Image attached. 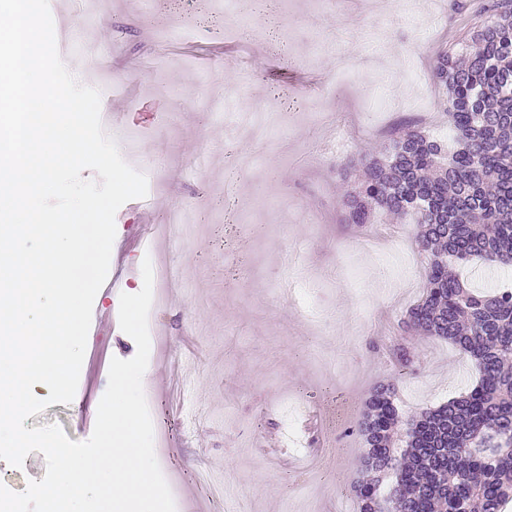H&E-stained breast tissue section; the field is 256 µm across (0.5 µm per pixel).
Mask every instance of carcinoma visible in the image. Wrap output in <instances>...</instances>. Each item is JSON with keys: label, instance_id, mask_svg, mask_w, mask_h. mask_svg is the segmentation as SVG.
<instances>
[{"label": "carcinoma", "instance_id": "cac0c4a2", "mask_svg": "<svg viewBox=\"0 0 512 512\" xmlns=\"http://www.w3.org/2000/svg\"><path fill=\"white\" fill-rule=\"evenodd\" d=\"M432 73L446 89L456 150L401 120L382 156L363 160L359 174L344 168L356 176L344 222L365 227L377 210L414 221L426 281L401 335L448 341L479 380L403 433L395 385L373 390L358 424L357 512H503L512 501V289L481 292L448 273L475 258L512 265V0H484L459 48L436 49ZM389 355L400 377L416 373L402 340Z\"/></svg>", "mask_w": 512, "mask_h": 512}]
</instances>
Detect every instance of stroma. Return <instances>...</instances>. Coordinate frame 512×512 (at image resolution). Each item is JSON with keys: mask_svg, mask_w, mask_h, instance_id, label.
Wrapping results in <instances>:
<instances>
[{"mask_svg": "<svg viewBox=\"0 0 512 512\" xmlns=\"http://www.w3.org/2000/svg\"><path fill=\"white\" fill-rule=\"evenodd\" d=\"M403 2L382 0L355 22L317 0H49L61 59L99 89L105 131L148 181L146 200L116 213L109 275L146 258L180 271L148 320L146 394L176 512H356V424L370 390L397 380L384 347L422 294L425 258L413 225L341 223L352 184L319 145L336 114L354 159L379 150L404 117L452 141L430 52L470 19L449 18L448 0L416 13ZM86 39L101 64L81 53ZM175 207L199 226L173 243L153 226ZM286 283L294 298L283 297ZM120 294L95 297L73 401L26 428L56 423L70 440L90 437L111 359L136 353L119 323L100 321ZM406 343L418 372L397 380L403 420L477 383L447 341ZM298 407L322 418L318 434L301 433V452L282 436ZM202 474L221 479L223 501Z\"/></svg>", "mask_w": 512, "mask_h": 512, "instance_id": "obj_1", "label": "stroma"}]
</instances>
